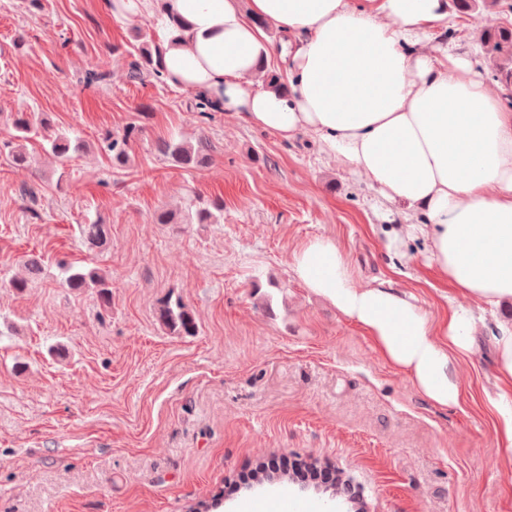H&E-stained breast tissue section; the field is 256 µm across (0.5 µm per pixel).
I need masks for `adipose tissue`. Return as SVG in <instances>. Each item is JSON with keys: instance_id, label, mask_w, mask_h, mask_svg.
<instances>
[{"instance_id": "1", "label": "adipose tissue", "mask_w": 512, "mask_h": 512, "mask_svg": "<svg viewBox=\"0 0 512 512\" xmlns=\"http://www.w3.org/2000/svg\"><path fill=\"white\" fill-rule=\"evenodd\" d=\"M119 21L156 19L167 83L283 138L313 134L321 154L364 177L381 201L422 212L443 275L498 317L497 442L512 453V107L465 57L419 49L448 18L447 0H110ZM278 41H270L268 30ZM281 80H269L271 62ZM296 279L361 327L430 401L458 405L455 363L468 357L473 314L433 323L382 286L355 287L330 237L299 245Z\"/></svg>"}]
</instances>
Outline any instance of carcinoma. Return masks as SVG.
Returning a JSON list of instances; mask_svg holds the SVG:
<instances>
[{"label": "carcinoma", "instance_id": "carcinoma-1", "mask_svg": "<svg viewBox=\"0 0 512 512\" xmlns=\"http://www.w3.org/2000/svg\"><path fill=\"white\" fill-rule=\"evenodd\" d=\"M138 41L139 61L132 65L129 78L136 80L145 73L162 77L159 69L160 47L142 31L135 32ZM481 47L485 57L494 64L498 79L509 85L512 83V28L497 27L485 31L481 36ZM11 140L5 143L9 147L8 158L15 167L28 165L25 143L40 138L49 145V151L64 164L82 148V140L75 134L54 128L49 114L45 112H16L12 115ZM137 127L131 125L121 135L108 134L103 138L102 149L112 157V162L123 166L129 159V147ZM159 151L183 168H199L209 161V154L191 144L164 141ZM224 212V203L213 201L208 206L198 208L189 217L191 224H216ZM80 231L92 249L102 250L110 242L109 228L100 222L80 225ZM62 269L66 287L76 291H92L103 306L111 305V281L97 267L75 266L64 261L58 263ZM160 319L171 330L192 335L196 331V322L186 305L177 301L167 302L159 310Z\"/></svg>", "mask_w": 512, "mask_h": 512}]
</instances>
